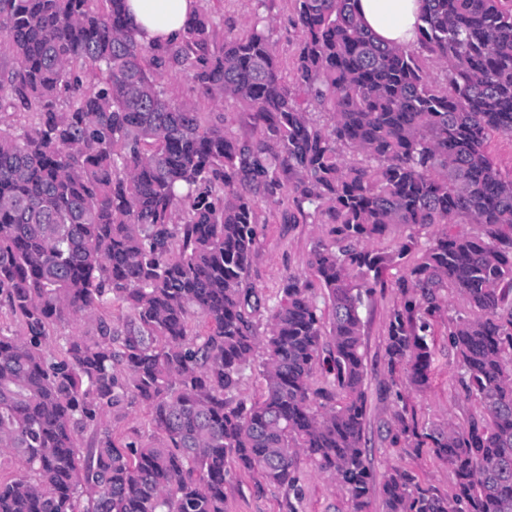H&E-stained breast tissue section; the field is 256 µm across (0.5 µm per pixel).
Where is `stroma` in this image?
<instances>
[{"instance_id": "obj_1", "label": "stroma", "mask_w": 512, "mask_h": 512, "mask_svg": "<svg viewBox=\"0 0 512 512\" xmlns=\"http://www.w3.org/2000/svg\"><path fill=\"white\" fill-rule=\"evenodd\" d=\"M207 8L219 23V37L231 38L246 33L255 14L268 15L276 29V49L282 63H290L298 42V32L291 23L292 0H208ZM278 205L261 204L263 231L259 237L251 278L266 294H275L281 281L290 273L306 269L312 241L325 235L320 224H286ZM394 270L383 274L385 287L377 289L363 312L365 322L364 352L367 387L366 450L373 473L370 512H381V481L389 468L404 467L417 475L422 486L446 493L451 489L447 464L430 452H413L409 448L391 447L387 424L395 409V399L387 391L386 332L390 310L398 296L388 286ZM456 359L446 339L434 348V366L430 388L418 390L402 386L401 391L413 409L420 427L427 428L453 420L456 422L476 412L477 405L465 400L456 384ZM302 499L299 512H348L346 492L333 484L306 459H299ZM224 512H288L283 489L266 488L255 493L254 479L249 475L233 478L224 490Z\"/></svg>"}]
</instances>
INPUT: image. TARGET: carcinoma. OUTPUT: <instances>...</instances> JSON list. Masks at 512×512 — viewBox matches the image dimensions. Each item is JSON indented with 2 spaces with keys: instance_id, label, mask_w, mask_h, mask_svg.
Wrapping results in <instances>:
<instances>
[{
  "instance_id": "obj_1",
  "label": "carcinoma",
  "mask_w": 512,
  "mask_h": 512,
  "mask_svg": "<svg viewBox=\"0 0 512 512\" xmlns=\"http://www.w3.org/2000/svg\"><path fill=\"white\" fill-rule=\"evenodd\" d=\"M356 2L294 0L286 74L265 17L220 42L201 5L179 39L142 44L125 0H0V115L28 118L0 129V309L22 328L0 329V448L23 465L0 512H224L238 472L298 501L301 455L368 512L361 310L393 268L396 400L399 373L428 384L446 318L479 412L422 434L393 412L391 442L429 446L454 482L393 467L382 512H512V177L486 147L512 135V0H423L414 46L379 41ZM168 72L237 101L257 136L169 99ZM283 200L288 223L329 230L272 299L249 272L260 203ZM396 225L439 231L373 248ZM452 295L466 309L449 317ZM83 318L92 335H53ZM132 406L148 442L115 436Z\"/></svg>"
}]
</instances>
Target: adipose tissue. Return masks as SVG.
Returning <instances> with one entry per match:
<instances>
[{
    "label": "adipose tissue",
    "instance_id": "ef3b65f1",
    "mask_svg": "<svg viewBox=\"0 0 512 512\" xmlns=\"http://www.w3.org/2000/svg\"><path fill=\"white\" fill-rule=\"evenodd\" d=\"M197 7L198 0H127L128 25L139 40L168 41L181 34ZM356 9L381 41L404 46L415 43L421 0H358Z\"/></svg>",
    "mask_w": 512,
    "mask_h": 512
}]
</instances>
